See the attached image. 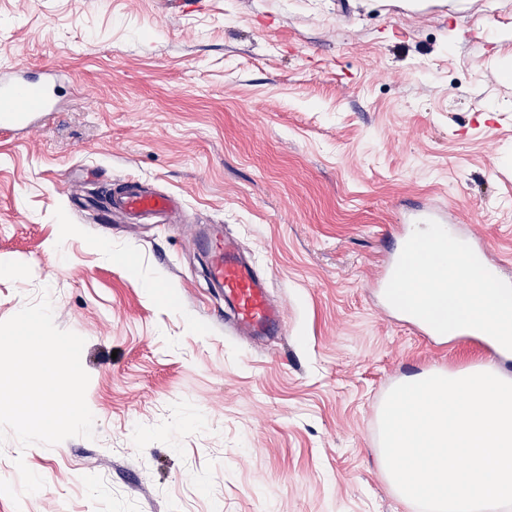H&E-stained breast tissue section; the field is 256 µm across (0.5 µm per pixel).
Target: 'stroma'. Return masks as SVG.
Wrapping results in <instances>:
<instances>
[{"instance_id":"1","label":"stroma","mask_w":512,"mask_h":512,"mask_svg":"<svg viewBox=\"0 0 512 512\" xmlns=\"http://www.w3.org/2000/svg\"><path fill=\"white\" fill-rule=\"evenodd\" d=\"M447 2L0 0V68L63 106L0 132V321L49 289L95 417L8 439L0 512H418L378 464L377 403L496 354L418 335L376 277L432 203L512 279V0ZM143 183L181 211L112 214L110 187ZM210 225L266 272L279 334L226 327Z\"/></svg>"}]
</instances>
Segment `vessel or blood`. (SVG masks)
<instances>
[{"instance_id": "vessel-or-blood-1", "label": "vessel or blood", "mask_w": 512, "mask_h": 512, "mask_svg": "<svg viewBox=\"0 0 512 512\" xmlns=\"http://www.w3.org/2000/svg\"><path fill=\"white\" fill-rule=\"evenodd\" d=\"M56 88L48 82H32L0 73V130L13 132L30 126L33 117L55 105ZM114 202L121 212L138 217L166 216L170 201L150 189L122 190ZM208 275L224 295L236 330L244 336L279 332L284 310L271 303L265 276L244 259L237 242L225 238L210 248Z\"/></svg>"}]
</instances>
